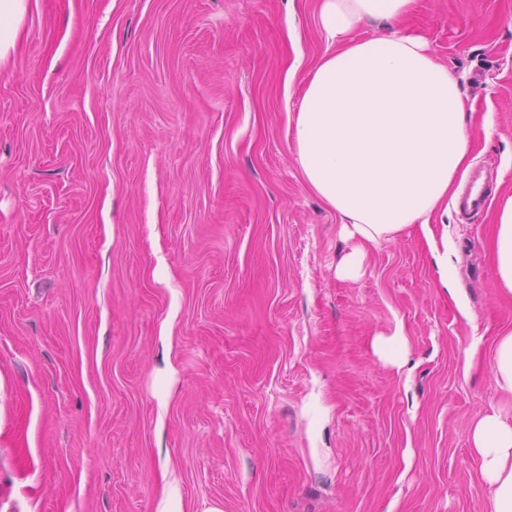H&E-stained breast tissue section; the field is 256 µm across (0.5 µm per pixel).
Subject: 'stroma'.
<instances>
[{
  "label": "stroma",
  "mask_w": 512,
  "mask_h": 512,
  "mask_svg": "<svg viewBox=\"0 0 512 512\" xmlns=\"http://www.w3.org/2000/svg\"><path fill=\"white\" fill-rule=\"evenodd\" d=\"M320 0H29L0 65V512H484L512 0H418L472 105L483 215L343 280L289 135ZM294 81H287L289 67ZM404 329L403 369L376 354Z\"/></svg>",
  "instance_id": "35a3bbf8"
}]
</instances>
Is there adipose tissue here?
Segmentation results:
<instances>
[{
  "instance_id": "obj_1",
  "label": "adipose tissue",
  "mask_w": 512,
  "mask_h": 512,
  "mask_svg": "<svg viewBox=\"0 0 512 512\" xmlns=\"http://www.w3.org/2000/svg\"><path fill=\"white\" fill-rule=\"evenodd\" d=\"M416 5L321 0L320 26L341 46L313 66L289 119L305 184L354 243L336 269L345 279L359 277L371 249L410 227L436 247L433 220L471 165L459 80L425 37L400 27ZM368 19L389 33L355 38ZM493 266L499 288L512 294V196L498 211ZM491 368L504 401L473 422L471 448L489 489L486 512H512V331L497 337Z\"/></svg>"
}]
</instances>
